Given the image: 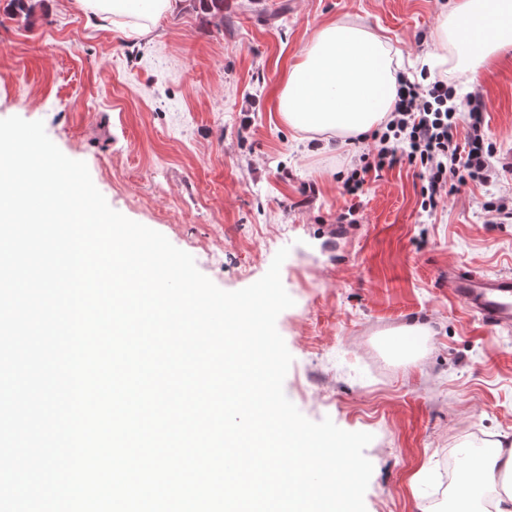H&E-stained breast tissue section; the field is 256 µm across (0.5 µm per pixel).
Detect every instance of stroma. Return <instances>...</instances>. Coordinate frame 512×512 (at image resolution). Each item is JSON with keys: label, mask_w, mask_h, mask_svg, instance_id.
Returning <instances> with one entry per match:
<instances>
[{"label": "stroma", "mask_w": 512, "mask_h": 512, "mask_svg": "<svg viewBox=\"0 0 512 512\" xmlns=\"http://www.w3.org/2000/svg\"><path fill=\"white\" fill-rule=\"evenodd\" d=\"M443 0H224L223 20L178 0L150 33L76 0H0V119L40 120L84 161L108 204L164 234L226 291L245 288L289 247L281 281L294 305L279 334L293 360L287 398L309 420L368 432L366 512H448L463 448L512 434V330L484 325L448 290L455 266L512 273V50L479 83L450 65L459 96L479 91L498 176L451 193L433 215L401 165L343 183L361 144L318 150L285 125L278 92L313 30L338 20L391 38L413 68L433 60ZM423 325L409 362L389 336Z\"/></svg>", "instance_id": "35a3bbf8"}]
</instances>
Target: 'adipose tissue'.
Segmentation results:
<instances>
[{"instance_id": "adipose-tissue-1", "label": "adipose tissue", "mask_w": 512, "mask_h": 512, "mask_svg": "<svg viewBox=\"0 0 512 512\" xmlns=\"http://www.w3.org/2000/svg\"><path fill=\"white\" fill-rule=\"evenodd\" d=\"M84 11L105 19H133L139 32H150L176 0H77ZM438 62L478 77L500 52L512 48V0H448L434 33ZM398 50L388 39L360 24L333 21L318 28L293 63L278 94L279 116L304 134L357 136L384 121L395 99ZM487 481L503 478L501 491L479 497L465 482L461 492L479 497L476 512H512V448L496 446L482 466Z\"/></svg>"}]
</instances>
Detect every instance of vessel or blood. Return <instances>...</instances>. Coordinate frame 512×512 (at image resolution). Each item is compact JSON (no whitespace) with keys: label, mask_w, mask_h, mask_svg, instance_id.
<instances>
[{"label":"vessel or blood","mask_w":512,"mask_h":512,"mask_svg":"<svg viewBox=\"0 0 512 512\" xmlns=\"http://www.w3.org/2000/svg\"><path fill=\"white\" fill-rule=\"evenodd\" d=\"M454 298L491 327L512 328V274L449 273Z\"/></svg>","instance_id":"b4317fda"}]
</instances>
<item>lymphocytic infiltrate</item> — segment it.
<instances>
[{
	"label": "lymphocytic infiltrate",
	"mask_w": 512,
	"mask_h": 512,
	"mask_svg": "<svg viewBox=\"0 0 512 512\" xmlns=\"http://www.w3.org/2000/svg\"><path fill=\"white\" fill-rule=\"evenodd\" d=\"M455 90L441 80L422 86L399 79L392 112L382 132L361 154L359 167L344 182L348 193L362 190L369 173L406 163L418 170L422 181L423 212L434 213L444 197L467 182L492 179L494 145L483 130L486 104L479 94L467 100V114L454 103ZM468 117L465 140H458L461 117Z\"/></svg>",
	"instance_id": "1"
}]
</instances>
